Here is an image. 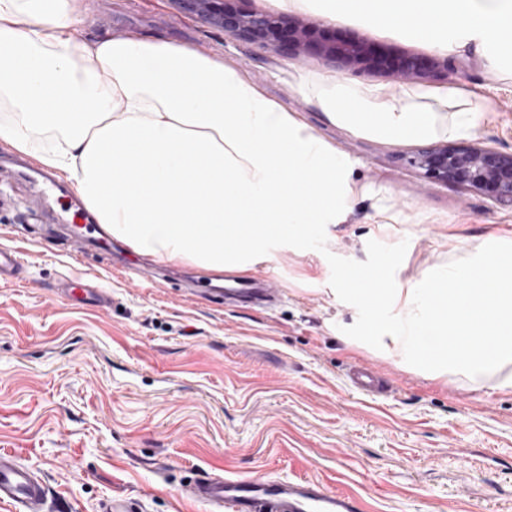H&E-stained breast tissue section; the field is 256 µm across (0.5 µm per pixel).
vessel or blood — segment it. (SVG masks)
<instances>
[{
	"label": "vessel or blood",
	"instance_id": "1",
	"mask_svg": "<svg viewBox=\"0 0 512 512\" xmlns=\"http://www.w3.org/2000/svg\"><path fill=\"white\" fill-rule=\"evenodd\" d=\"M27 267L16 249L0 246V283L20 281ZM71 296L89 303H106L107 291L94 283L63 280ZM225 298L250 303H271L278 293L264 280L255 278L237 288L226 289ZM349 384L359 393L380 396L391 388L379 367L355 364L346 373ZM46 483L10 453L0 452V502L16 512H42L48 497ZM187 496L207 505L209 512H361L360 502L345 493L330 490L311 477L277 480L258 473L249 477L205 473L186 488Z\"/></svg>",
	"mask_w": 512,
	"mask_h": 512
}]
</instances>
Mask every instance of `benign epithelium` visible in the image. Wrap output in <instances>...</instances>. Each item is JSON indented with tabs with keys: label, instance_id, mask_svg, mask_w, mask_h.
I'll list each match as a JSON object with an SVG mask.
<instances>
[{
	"label": "benign epithelium",
	"instance_id": "7a95c632",
	"mask_svg": "<svg viewBox=\"0 0 512 512\" xmlns=\"http://www.w3.org/2000/svg\"><path fill=\"white\" fill-rule=\"evenodd\" d=\"M179 9L202 23L217 28L236 39L278 45L293 54L319 57L353 70L375 65L385 71L394 82L436 73L443 69L454 71L455 62H426L417 55H404L388 64L371 56L369 43L361 39L338 43L323 40L312 48L309 28L296 21L285 22L284 17L268 11H240L224 6V0H175ZM411 167L424 178L444 185H455L464 190L489 193L495 204L512 208V154L491 146H468L448 143L417 150L408 158Z\"/></svg>",
	"mask_w": 512,
	"mask_h": 512
}]
</instances>
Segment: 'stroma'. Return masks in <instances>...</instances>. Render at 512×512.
<instances>
[{
    "mask_svg": "<svg viewBox=\"0 0 512 512\" xmlns=\"http://www.w3.org/2000/svg\"><path fill=\"white\" fill-rule=\"evenodd\" d=\"M90 8L83 38L158 37L223 55L350 159L351 205L343 223L315 225L300 247L258 264L282 290L274 307L227 306L179 287L203 273L189 263H166L152 272L155 287L134 288L111 254L74 260L83 213L53 215L18 177V153L0 142V246L31 262L26 280L0 284V452L44 477L45 512H99L116 493L137 512H207L183 494L206 471L314 476L359 497L362 512H512V394L346 344L364 312L331 291L390 255L399 281L421 279L467 257L469 241L511 230L512 209L423 178L406 162L419 142L355 134L297 90L311 74L389 85L383 73L235 39L174 0H90ZM297 17L340 40L370 39L393 57H452L460 70L425 86L475 92L490 111L459 143L512 152V51L472 43L447 56L365 21L328 23L313 8ZM66 276L106 288L110 306L60 296ZM355 361L387 369L391 392L354 391L345 372Z\"/></svg>",
    "mask_w": 512,
    "mask_h": 512,
    "instance_id": "35a3bbf8",
    "label": "stroma"
}]
</instances>
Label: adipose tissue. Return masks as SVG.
Returning a JSON list of instances; mask_svg holds the SVG:
<instances>
[{
  "label": "adipose tissue",
  "instance_id": "1",
  "mask_svg": "<svg viewBox=\"0 0 512 512\" xmlns=\"http://www.w3.org/2000/svg\"><path fill=\"white\" fill-rule=\"evenodd\" d=\"M313 1L327 21L364 19L440 52L512 43V0H280ZM88 22L82 0H0V142L65 175L113 235L172 262L247 272L310 225L345 220L350 160L240 70L162 39L87 42ZM298 90L330 122L378 139L455 137L484 118L452 86L393 92L321 75ZM469 250L413 282L396 281L392 258L351 277L344 296L375 317L357 341L512 393V238Z\"/></svg>",
  "mask_w": 512,
  "mask_h": 512
}]
</instances>
